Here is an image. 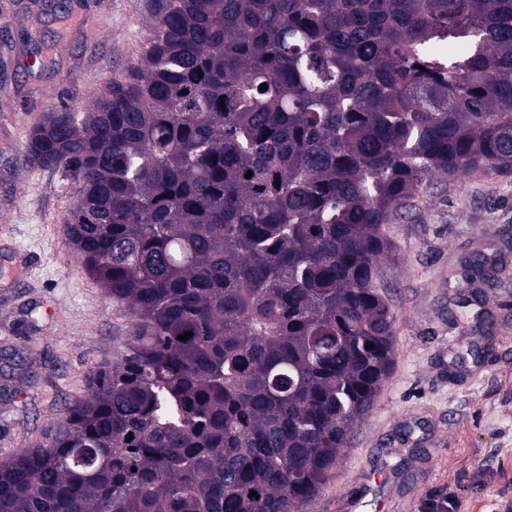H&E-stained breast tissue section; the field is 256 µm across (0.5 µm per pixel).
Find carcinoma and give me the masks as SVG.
<instances>
[{"mask_svg":"<svg viewBox=\"0 0 512 512\" xmlns=\"http://www.w3.org/2000/svg\"><path fill=\"white\" fill-rule=\"evenodd\" d=\"M27 150L132 324L0 460V512H293L394 364L385 225L436 174L512 172V0H155L140 65ZM477 256L457 287L512 279Z\"/></svg>","mask_w":512,"mask_h":512,"instance_id":"1","label":"carcinoma"}]
</instances>
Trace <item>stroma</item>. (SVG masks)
Instances as JSON below:
<instances>
[{
    "instance_id": "stroma-1",
    "label": "stroma",
    "mask_w": 512,
    "mask_h": 512,
    "mask_svg": "<svg viewBox=\"0 0 512 512\" xmlns=\"http://www.w3.org/2000/svg\"><path fill=\"white\" fill-rule=\"evenodd\" d=\"M0 0V351L21 368L0 394V459L45 445L129 333L74 256L70 191L32 169L28 137L47 110L90 107L136 63L151 0ZM49 61L27 68L44 46ZM382 263L396 313L395 365L340 466L296 512H512V283L489 291L486 335L456 325L450 276L485 237L512 240V174L435 175L431 195L388 225Z\"/></svg>"
}]
</instances>
